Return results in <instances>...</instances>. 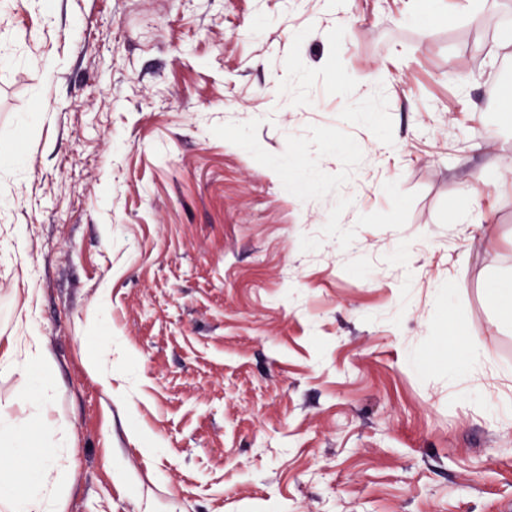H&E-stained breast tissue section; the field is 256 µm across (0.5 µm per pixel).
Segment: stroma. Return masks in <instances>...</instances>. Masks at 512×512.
Listing matches in <instances>:
<instances>
[{
    "instance_id": "1",
    "label": "stroma",
    "mask_w": 512,
    "mask_h": 512,
    "mask_svg": "<svg viewBox=\"0 0 512 512\" xmlns=\"http://www.w3.org/2000/svg\"><path fill=\"white\" fill-rule=\"evenodd\" d=\"M510 34L512 0H0V336L35 310L66 512L512 503ZM475 354L474 345H461L455 352L448 355V374L457 376L466 372L470 368Z\"/></svg>"
}]
</instances>
